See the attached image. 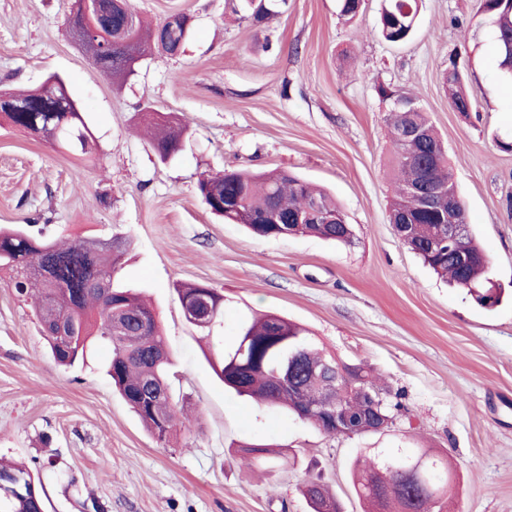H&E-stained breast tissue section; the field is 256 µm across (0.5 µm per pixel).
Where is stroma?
<instances>
[{
  "instance_id": "1",
  "label": "stroma",
  "mask_w": 512,
  "mask_h": 512,
  "mask_svg": "<svg viewBox=\"0 0 512 512\" xmlns=\"http://www.w3.org/2000/svg\"><path fill=\"white\" fill-rule=\"evenodd\" d=\"M151 21L193 19L183 52H153L120 81L67 30L73 0H0V89L61 75L95 135L76 156L0 127V227L52 238L127 235L115 273L153 303L174 402L189 419L168 443L149 434L105 373L107 349L58 365L31 302L0 277V456L39 477L46 512H311L300 492L326 483L343 512H363L351 467L367 448L448 454L455 512H512V95L504 94L489 19L476 0H419L402 44L377 32L381 0L354 18L340 0H288L265 25L240 0H131ZM465 75L474 106L456 112L443 77ZM416 100L442 137L468 226L505 290L492 310L438 278L389 222L393 170L381 88ZM189 125L173 160L139 128L146 111ZM287 169L328 190L351 244L265 239L214 216L203 175ZM224 297L212 345L258 313L303 326L340 363L373 368L391 402L385 434L328 436L230 394L184 317L176 285ZM266 444L276 469L248 463Z\"/></svg>"
}]
</instances>
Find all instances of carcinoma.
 <instances>
[{
  "label": "carcinoma",
  "instance_id": "cac0c4a2",
  "mask_svg": "<svg viewBox=\"0 0 512 512\" xmlns=\"http://www.w3.org/2000/svg\"><path fill=\"white\" fill-rule=\"evenodd\" d=\"M99 23L112 29V50L94 38L79 44L94 62L114 77L132 74L135 65L154 49L169 54L179 52L190 35L181 24H146L131 3L121 8L113 0H96ZM244 9L256 23L278 15L287 0H243ZM379 32L392 43L407 41L413 32L417 0H384ZM494 19L495 41L500 57L503 44L512 40V8L498 0H478L477 14ZM449 105L471 102L461 73L444 77ZM391 100L387 122L391 127L393 169L398 182L391 197L390 213L400 219L405 204V187L417 175L409 159L431 156L423 172L434 189L457 192L447 152L421 107L410 97L379 88ZM5 122L75 155L91 152L94 136L81 106L69 93L65 82L49 76L40 87L24 93L0 92V123ZM411 123L424 133V139L406 140L401 129ZM187 124L175 117L149 118L147 131L162 159L176 155ZM200 194L211 208L216 201L236 205L233 216L224 220L244 224L260 238L314 236L350 244V224H256L255 216L274 210L288 218L317 202L329 214L344 216L335 199L325 190L288 172L279 171L261 178L226 171L199 182ZM403 243L442 278L468 292L483 308L499 303L502 288L487 277L483 251L473 237L462 244L471 259L463 262L442 243L445 226L437 213L409 211V220L396 226ZM123 252L114 253L103 241L88 238L51 242L22 229H0V270L10 273L16 292L32 301L50 352L61 364H72L86 357L91 342L108 346L111 358L108 375L121 398L132 409L158 442L166 443L182 424L183 408L172 400L167 382L169 357L159 323L151 307L133 289L113 285L112 275ZM66 320L71 335L62 336L57 323ZM327 361L322 352L304 337V329L285 318L265 314L245 325L228 352L212 353L210 363L224 385L257 404L295 415L321 432L331 435L332 424L326 412L313 407L325 396L335 398L351 416L352 434L379 432L364 416L362 402L350 395L349 386L363 385L377 395L382 388L364 366L343 365L346 375L318 376L311 368ZM401 469L419 467L420 481L401 486L386 485L380 474L382 460ZM353 481L357 494L371 506L370 512H427L428 500L442 506L455 486V471L448 459L429 448H373L356 459ZM302 495L313 503L337 504L336 496L325 485L306 482ZM41 490L32 473L23 466L0 460V512H44Z\"/></svg>",
  "mask_w": 512,
  "mask_h": 512
}]
</instances>
